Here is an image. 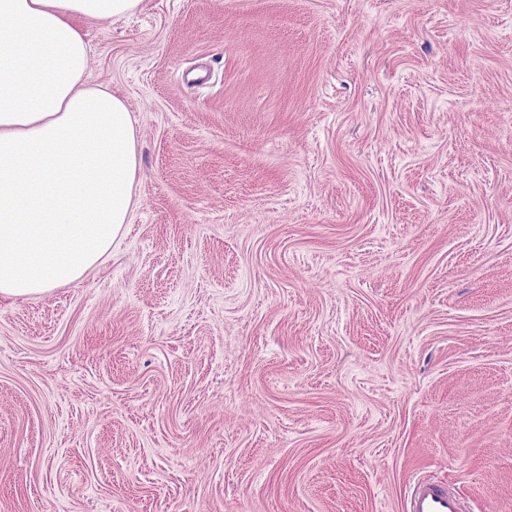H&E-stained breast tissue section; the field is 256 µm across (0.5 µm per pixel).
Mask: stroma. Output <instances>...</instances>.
Wrapping results in <instances>:
<instances>
[{"mask_svg":"<svg viewBox=\"0 0 512 512\" xmlns=\"http://www.w3.org/2000/svg\"><path fill=\"white\" fill-rule=\"evenodd\" d=\"M139 201L0 298V512H512V0L88 24ZM403 512H465L466 506L449 486L422 476L414 479L404 496Z\"/></svg>","mask_w":512,"mask_h":512,"instance_id":"1","label":"stroma"}]
</instances>
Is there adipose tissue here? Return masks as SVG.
Wrapping results in <instances>:
<instances>
[{"instance_id": "ef3b65f1", "label": "adipose tissue", "mask_w": 512, "mask_h": 512, "mask_svg": "<svg viewBox=\"0 0 512 512\" xmlns=\"http://www.w3.org/2000/svg\"><path fill=\"white\" fill-rule=\"evenodd\" d=\"M143 0H0V297L77 282L137 204L126 101L89 85L84 24Z\"/></svg>"}]
</instances>
